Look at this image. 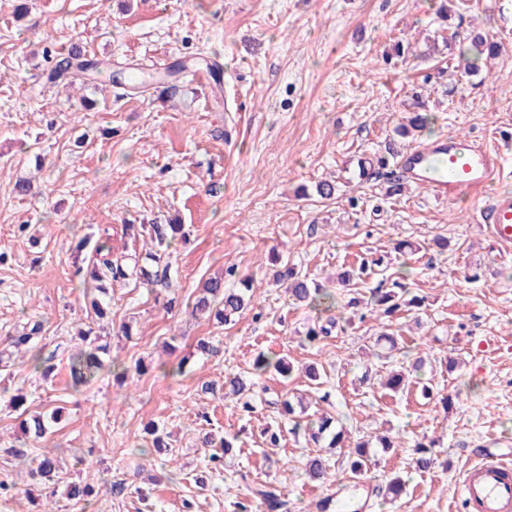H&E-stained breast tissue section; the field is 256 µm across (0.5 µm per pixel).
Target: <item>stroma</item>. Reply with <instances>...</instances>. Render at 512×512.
Masks as SVG:
<instances>
[{"mask_svg": "<svg viewBox=\"0 0 512 512\" xmlns=\"http://www.w3.org/2000/svg\"><path fill=\"white\" fill-rule=\"evenodd\" d=\"M439 0H0V349L27 322L40 319L43 357L56 368L42 380L29 365L0 375V512H27L30 483L14 450L51 452L63 482L90 485L84 506L64 493H42L52 512H236L261 488L281 494L283 512H318L346 485L345 449H320L291 434L278 400L322 392L320 411L339 418L348 443L390 433L397 448L378 453L362 512H461L464 471L488 448L512 455V247L476 221L472 201H438L417 186L385 196L386 177H361L360 159L388 143L406 150L440 135L468 136L491 150L512 140V0H461L450 23ZM456 37L444 44L446 30ZM487 32L500 55L476 72L448 60ZM408 45L405 56L396 44ZM79 47L113 71L131 66L171 78L174 90L127 91L115 84L49 81L47 51ZM424 103L431 123L413 138L395 127ZM31 194L14 191L18 179ZM337 180L334 199L315 192ZM183 225L164 294L134 280L108 284L109 319L95 321L72 260L84 236L107 242L114 256L143 260L148 246L124 225ZM28 227L18 237L17 225ZM413 244L406 282L421 308L393 320L399 347L372 354L374 317L333 328L307 342L308 322L338 318L350 298L369 302ZM383 257L387 270L349 286L342 268ZM293 267L336 295L332 307L292 305L274 282L272 261ZM226 287L249 280L253 306L226 325L192 316L209 277ZM108 336L111 354L145 375L125 384L109 372L81 392L69 386L68 358L80 327ZM133 329L131 338L122 325ZM216 355L196 349L198 340ZM287 357L290 377L268 374L255 390L251 416L225 397L226 377L249 370L257 353ZM424 367L395 397L373 377ZM183 366L180 375L171 374ZM324 369L323 384L307 366ZM23 391L24 410L9 397ZM60 409L37 444L22 437V414ZM171 435L173 457L148 454L144 428ZM281 432L279 447L264 443ZM236 436L224 467H210L203 434ZM429 440L434 460L419 472L415 443ZM323 453L331 476L303 473ZM402 475L406 492L389 502L376 489ZM205 479L198 487L197 479ZM125 485L111 493L112 483Z\"/></svg>", "mask_w": 512, "mask_h": 512, "instance_id": "35a3bbf8", "label": "stroma"}]
</instances>
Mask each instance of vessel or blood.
I'll use <instances>...</instances> for the list:
<instances>
[{"label": "vessel or blood", "instance_id": "1", "mask_svg": "<svg viewBox=\"0 0 512 512\" xmlns=\"http://www.w3.org/2000/svg\"><path fill=\"white\" fill-rule=\"evenodd\" d=\"M500 163V155L473 139L440 136L406 150L398 167L408 182L429 186L436 197L456 199L485 190ZM479 216L493 238L512 243L511 195L490 198ZM461 494L466 512H512V466L488 455L468 469Z\"/></svg>", "mask_w": 512, "mask_h": 512}]
</instances>
